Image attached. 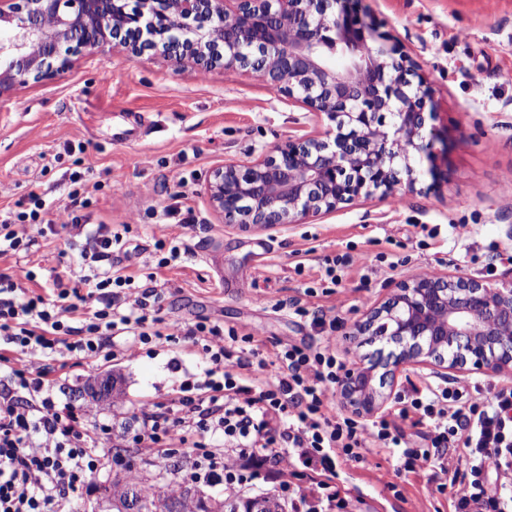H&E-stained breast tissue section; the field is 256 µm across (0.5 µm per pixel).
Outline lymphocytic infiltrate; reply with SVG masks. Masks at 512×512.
Masks as SVG:
<instances>
[{"instance_id": "obj_1", "label": "lymphocytic infiltrate", "mask_w": 512, "mask_h": 512, "mask_svg": "<svg viewBox=\"0 0 512 512\" xmlns=\"http://www.w3.org/2000/svg\"><path fill=\"white\" fill-rule=\"evenodd\" d=\"M68 180L69 202L54 220H45L44 199L35 191L28 208L0 217V256L37 245L31 224L82 228L89 243L80 275L56 279L55 292L23 288L0 273V364L11 382L0 392V512H71L70 494L88 486L104 464L97 442L109 426L90 424L83 410L54 400L48 362L61 357L92 366L117 345L127 351L186 338L206 363L203 380L144 408L130 434L135 447L183 458L185 480L238 493L257 480L280 479L281 467L295 458L314 472L329 467L337 452L356 462L389 452L401 470L442 474L436 489L449 492L453 512H512V384L487 385L480 399L464 386L429 378L396 394L376 419L346 416L335 400L346 372L342 323L294 299L285 307L310 318L314 342L282 348L266 380L249 378L242 373L248 360L235 358L233 348L240 340L253 343V336L238 338L218 320L163 324L164 291L154 275L139 282L114 269L122 237L104 224L86 228L83 174L73 171ZM452 448L465 458L466 472L449 469Z\"/></svg>"}]
</instances>
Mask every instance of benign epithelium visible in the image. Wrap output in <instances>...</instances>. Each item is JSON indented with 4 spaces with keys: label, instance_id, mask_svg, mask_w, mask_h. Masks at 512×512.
<instances>
[{
    "label": "benign epithelium",
    "instance_id": "obj_1",
    "mask_svg": "<svg viewBox=\"0 0 512 512\" xmlns=\"http://www.w3.org/2000/svg\"><path fill=\"white\" fill-rule=\"evenodd\" d=\"M153 49L181 66L214 64L255 74L332 123L249 162L210 171L206 191L226 224L247 230L311 224L359 198L413 187L426 160L437 174L445 142L417 62L389 43L354 0H0V97L67 69L68 53L108 57ZM354 336L390 344L350 369L338 393L359 415L385 400L376 377L404 364L446 378L459 371L512 373V269L492 284L453 272L410 276L355 325ZM148 484L100 491L116 512H155ZM209 512H239L203 490Z\"/></svg>",
    "mask_w": 512,
    "mask_h": 512
}]
</instances>
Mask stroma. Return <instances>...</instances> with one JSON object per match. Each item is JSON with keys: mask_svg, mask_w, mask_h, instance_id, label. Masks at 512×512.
I'll return each mask as SVG.
<instances>
[{"mask_svg": "<svg viewBox=\"0 0 512 512\" xmlns=\"http://www.w3.org/2000/svg\"><path fill=\"white\" fill-rule=\"evenodd\" d=\"M382 32L421 65L435 99V121L448 133L440 183L421 173L411 191L343 205L316 223L248 231L224 224L205 190L214 167L251 160L287 139L323 131L304 109L240 69L175 70L155 51L136 57L76 55L55 79L0 98V211L39 189L55 218L67 174L86 175L90 223L111 225L125 244L114 265L156 274L165 292L164 322L191 326L223 320L238 335L262 340L272 360L289 343L310 340V324L282 310L283 300L340 316L350 334L340 350L348 367L364 358L352 329L384 301L395 283L443 270L497 280V255L512 253V0H361ZM134 130L120 140L121 130ZM192 210L179 224L165 211ZM188 247L182 263L161 268L158 238ZM85 240L67 232L40 239L27 255L0 257V271L33 269L36 291L56 274L79 269ZM367 255L343 268L333 294L305 295L325 255ZM205 364L190 341L150 344L93 366L52 367L59 404L83 407L105 422V455L123 447L143 406L176 397L183 381L202 379ZM119 377L120 401H92L84 391L105 374ZM386 453L362 463L334 458L328 481L347 502L344 512H449L446 495L428 493L424 475L396 474Z\"/></svg>", "mask_w": 512, "mask_h": 512, "instance_id": "1", "label": "stroma"}]
</instances>
